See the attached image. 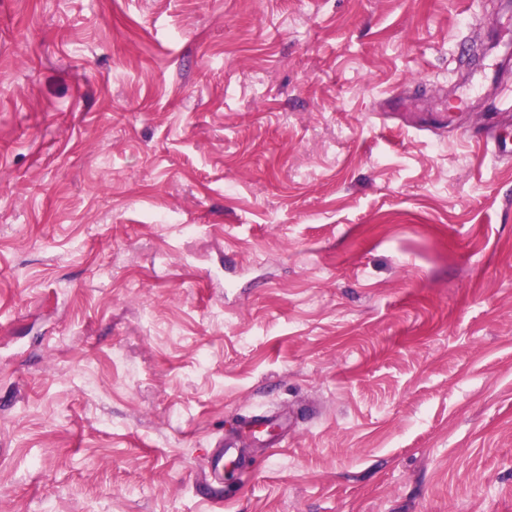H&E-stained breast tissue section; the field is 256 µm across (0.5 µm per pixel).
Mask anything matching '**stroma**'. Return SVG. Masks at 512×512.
<instances>
[{"instance_id": "obj_1", "label": "stroma", "mask_w": 512, "mask_h": 512, "mask_svg": "<svg viewBox=\"0 0 512 512\" xmlns=\"http://www.w3.org/2000/svg\"><path fill=\"white\" fill-rule=\"evenodd\" d=\"M511 29L0 0V512H512ZM216 447L204 473V479L210 483L224 481V459L227 458L229 461L236 453V448H233L231 443L219 442Z\"/></svg>"}]
</instances>
